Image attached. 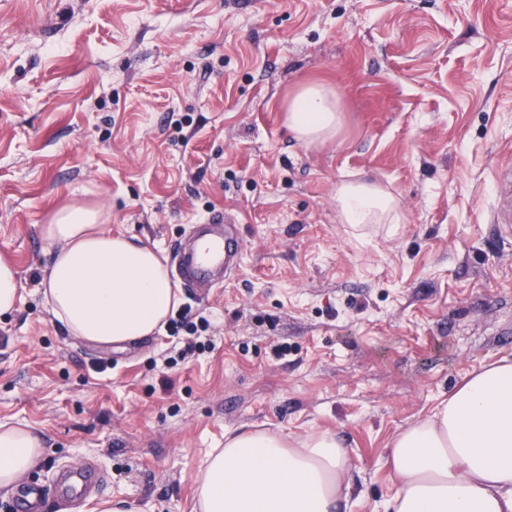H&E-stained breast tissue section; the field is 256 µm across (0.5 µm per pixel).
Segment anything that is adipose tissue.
<instances>
[{"label":"adipose tissue","instance_id":"adipose-tissue-1","mask_svg":"<svg viewBox=\"0 0 512 512\" xmlns=\"http://www.w3.org/2000/svg\"><path fill=\"white\" fill-rule=\"evenodd\" d=\"M341 95L311 83L288 97L286 121L304 145L341 128ZM346 224H400L399 200L367 179L336 184ZM43 236L52 249L44 301L71 335L101 344L133 342L159 330L176 304L167 266L145 244L107 232L98 214L62 209ZM42 454L40 436L0 423V490H13ZM348 453L313 431L289 445L264 432L225 434L196 485L200 512H335L347 497ZM388 465L397 481L393 512H512V361L469 374L432 416L395 438Z\"/></svg>","mask_w":512,"mask_h":512}]
</instances>
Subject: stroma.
I'll return each instance as SVG.
<instances>
[{"label": "stroma", "instance_id": "obj_1", "mask_svg": "<svg viewBox=\"0 0 512 512\" xmlns=\"http://www.w3.org/2000/svg\"><path fill=\"white\" fill-rule=\"evenodd\" d=\"M338 87L318 147L285 122L289 93ZM512 0H0V423L43 444L16 492L63 469L99 487L41 512H196L224 435L348 452L336 512H390L386 460L471 372L512 360ZM377 180L402 224L341 223L336 184ZM171 263L191 225L232 219L238 269L178 291L194 354L160 330L99 345L48 311L42 228L66 206ZM285 347L275 355V347ZM20 299V282L15 268L0 261V315L16 310Z\"/></svg>", "mask_w": 512, "mask_h": 512}]
</instances>
